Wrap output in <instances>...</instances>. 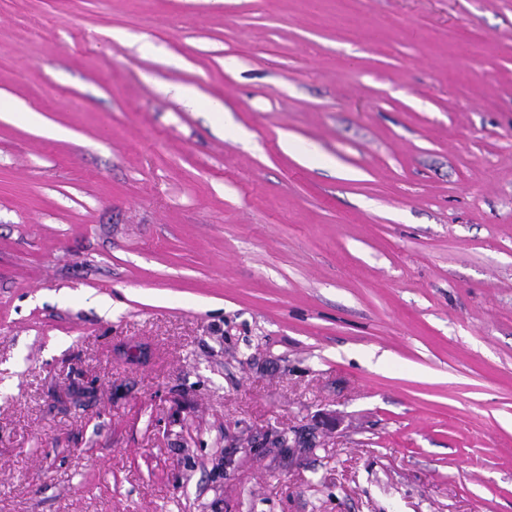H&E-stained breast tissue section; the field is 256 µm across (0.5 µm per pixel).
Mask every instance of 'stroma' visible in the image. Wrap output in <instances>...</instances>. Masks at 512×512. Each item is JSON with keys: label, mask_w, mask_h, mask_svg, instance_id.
Listing matches in <instances>:
<instances>
[{"label": "stroma", "mask_w": 512, "mask_h": 512, "mask_svg": "<svg viewBox=\"0 0 512 512\" xmlns=\"http://www.w3.org/2000/svg\"><path fill=\"white\" fill-rule=\"evenodd\" d=\"M0 94V512H512V0H0Z\"/></svg>", "instance_id": "1"}]
</instances>
